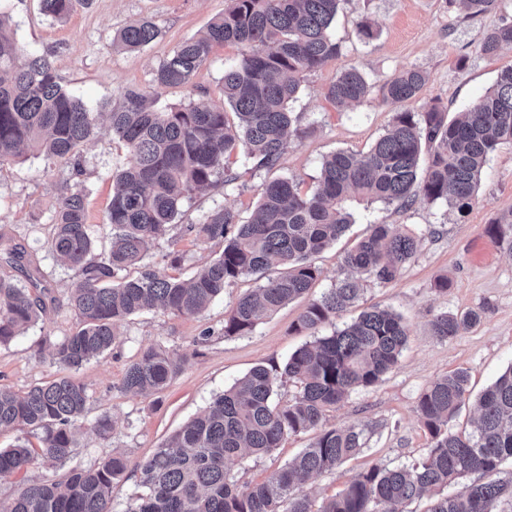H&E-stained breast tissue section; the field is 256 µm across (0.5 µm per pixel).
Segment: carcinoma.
I'll use <instances>...</instances> for the list:
<instances>
[{
  "label": "carcinoma",
  "instance_id": "carcinoma-1",
  "mask_svg": "<svg viewBox=\"0 0 512 512\" xmlns=\"http://www.w3.org/2000/svg\"><path fill=\"white\" fill-rule=\"evenodd\" d=\"M74 2L41 0V5L46 15L63 19ZM231 2L203 35L183 41L153 77L158 89L184 86L214 47L241 46L246 52L224 69L222 102L164 111L155 106L154 94L132 88L124 103L107 114L90 111L64 89L46 56L20 52L0 13V169L29 148L68 167L71 175H82V148L98 135L104 115L112 140L133 157L112 178L108 252L94 254L84 190L64 195L54 212L49 246L78 272L68 304L81 322L78 331L53 347L52 358L63 367L77 369L104 354L115 343L120 324L145 309L197 315L226 285L276 262L284 271L239 297L224 318V335L247 336L267 315L312 288L320 276L313 258L347 231L350 198L405 204L420 195L462 213L475 199L490 155L512 145L510 67L498 74L487 94L451 120L437 104L422 112H398L366 154L340 150L325 157L310 193L293 178H277L264 185L243 223L231 209H212L186 225L185 232L221 241V253L187 280L157 274L143 263L148 245L168 234L184 199L213 186L239 154L257 168L276 166L289 142L305 134L289 102L306 74L336 65L335 79L325 90V98L336 106L361 103L371 92L358 69L341 64L342 42L329 33L342 0ZM449 2L461 4L474 18L495 10L501 0ZM159 35L155 22L136 20L113 39V47L140 51ZM505 46L512 47V21L507 20L484 35L480 52L493 58ZM426 83L423 71L404 68L381 92L403 102L417 98ZM487 232L512 253V219L488 225ZM417 247L415 237L389 224H374L344 254L343 264L389 283ZM139 263L137 277L114 281ZM361 291L359 280L347 276L313 300L294 330L315 333L331 325L333 331L297 349L281 367L252 368L156 448L137 465L142 492L125 512H398V505L469 473L483 480L437 498L430 512H506L503 505L512 504V478L500 473L503 463L512 460V365L480 395L473 432L459 434L449 426L469 398L467 374H444L418 400L417 412L431 437L421 461L392 468L374 463L318 507L304 493L307 479L335 470L367 441L364 427L325 426L328 409L351 391L377 384L396 366L410 335L401 315L378 307L335 327L336 317L359 300ZM47 293L37 266L21 279L0 274V345L39 319ZM481 319L480 311L442 312L431 319L430 330L444 340ZM181 369L182 362L165 349L149 347L127 366L121 390L155 394ZM280 377L297 387L285 402L274 399ZM87 399L85 387L67 377L23 393L0 387V428L41 431L38 453L24 442L0 449V478L24 473L38 456L62 469L52 480L21 478L14 494L0 499V512H112V485L125 476L127 459L116 453L89 468L71 464L74 430L85 417ZM310 431L316 435L308 447L260 482L241 484L227 467L245 453L267 455L286 437Z\"/></svg>",
  "mask_w": 512,
  "mask_h": 512
}]
</instances>
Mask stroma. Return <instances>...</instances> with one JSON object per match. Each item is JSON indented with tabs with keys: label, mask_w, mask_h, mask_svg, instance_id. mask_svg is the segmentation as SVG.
Wrapping results in <instances>:
<instances>
[{
	"label": "stroma",
	"mask_w": 512,
	"mask_h": 512,
	"mask_svg": "<svg viewBox=\"0 0 512 512\" xmlns=\"http://www.w3.org/2000/svg\"><path fill=\"white\" fill-rule=\"evenodd\" d=\"M230 5V0H90L75 5L65 20L58 21L41 12L39 0H0V12L8 16L23 51L45 55L67 89L92 111L108 112L123 104L128 89H154L153 76L160 63ZM139 18L154 20L160 36L138 52L114 51L113 37ZM364 18L378 30L368 42L358 34ZM506 18H512V0H501L497 10L475 18L466 17L448 0H342L331 33L343 45L344 62L358 68L372 84L371 95L363 103L334 108L324 93L336 75L335 66L309 73L289 104L307 135L288 145L274 169H257L237 159L229 170L231 184H215L184 200L176 226L152 243L148 261L159 274L190 277L218 256L223 245L184 234L183 225L199 222L216 206L247 218L263 184L277 177L297 179L307 189L315 187L325 157L339 150L366 153L395 113L419 112L424 104L435 103L452 117L472 105L492 88L500 70L512 66V47L492 59L478 49L483 35ZM241 53L234 45L215 47L189 84L157 91L160 105L178 108L221 101L224 69ZM409 67L428 77L420 98L383 99L381 85ZM83 156L84 173L76 179L67 168L30 152L0 170V236L22 247L24 265L40 267L52 297L36 324L0 345V386L22 392L62 376L85 386L88 414L77 435L76 462L90 467L115 450L128 461L126 477L112 487V512H125L137 492V464L203 411L215 395L255 366L283 364L311 341L310 333L294 332L293 324L309 300L346 276L342 258L371 225H393L416 237L419 249L396 280L365 279L359 301L337 322H351L364 308L377 305L400 313L410 336L397 365L382 381L351 392L329 409L328 424L365 425L370 435L358 456L304 484L312 501L321 503L341 491L371 462L393 467L419 460L430 446V435L418 416L417 403L435 378L465 371L469 389L477 395L512 366V253L486 231L494 220L512 215V145H505L490 156L477 197L465 212L421 199L407 208L381 202L353 205V224L316 257L321 275L308 295L266 317L250 335L224 334V317L236 299L258 285L256 277L245 276L229 284L198 315L152 310L132 316L103 355L77 369L60 367L51 360L52 348L76 331L79 320L68 304L77 273L57 260L48 245L54 211L67 189L82 186L97 249L106 251L112 174L131 162L129 153L104 131L84 146ZM174 253L180 257L175 265L170 262ZM442 277L448 280L444 291L436 287ZM478 308L485 311L479 325L448 340L432 336L433 315ZM150 346L163 347L183 360L182 371L151 396L121 391L128 364ZM102 414L114 422L105 437L93 428ZM312 439L309 432L291 436L270 455H247L229 466L242 480L257 482L292 460Z\"/></svg>",
	"instance_id": "obj_1"
}]
</instances>
